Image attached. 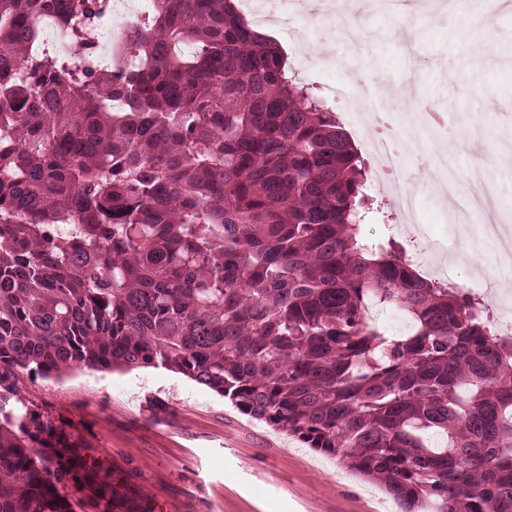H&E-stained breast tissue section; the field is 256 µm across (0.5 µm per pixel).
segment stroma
Returning <instances> with one entry per match:
<instances>
[{
	"instance_id": "obj_1",
	"label": "stroma",
	"mask_w": 512,
	"mask_h": 512,
	"mask_svg": "<svg viewBox=\"0 0 512 512\" xmlns=\"http://www.w3.org/2000/svg\"><path fill=\"white\" fill-rule=\"evenodd\" d=\"M293 2L291 24L269 17L260 26L289 61L316 57L322 81L314 91L336 117L387 111L426 142L423 163L406 160L401 180L368 187L373 213L362 234L397 233L395 198L411 193L419 220L443 235L449 207L430 182L450 172L466 189L467 169L483 163L489 144L499 147L494 216L512 222V0H456L449 11L443 0H398L395 9L356 0L361 47L340 52L323 44L335 14ZM334 86L348 97L332 99ZM423 101L468 121L465 138L444 141L415 126ZM14 386L106 475L112 512H399L381 484L160 367L48 379L22 371Z\"/></svg>"
}]
</instances>
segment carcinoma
<instances>
[{
  "instance_id": "1",
  "label": "carcinoma",
  "mask_w": 512,
  "mask_h": 512,
  "mask_svg": "<svg viewBox=\"0 0 512 512\" xmlns=\"http://www.w3.org/2000/svg\"><path fill=\"white\" fill-rule=\"evenodd\" d=\"M0 0V512H112L13 393L24 370L162 367L380 482L402 512H512V343L370 239L364 160L232 0ZM53 15L85 64L30 58ZM414 325L393 336L370 301ZM81 494L71 502L69 492ZM154 7L153 0H114L112 11L100 25L99 46L102 50L99 60L102 63L113 61L114 57L127 44L132 20L141 19ZM116 16H120L119 19ZM112 49V53H111Z\"/></svg>"
}]
</instances>
